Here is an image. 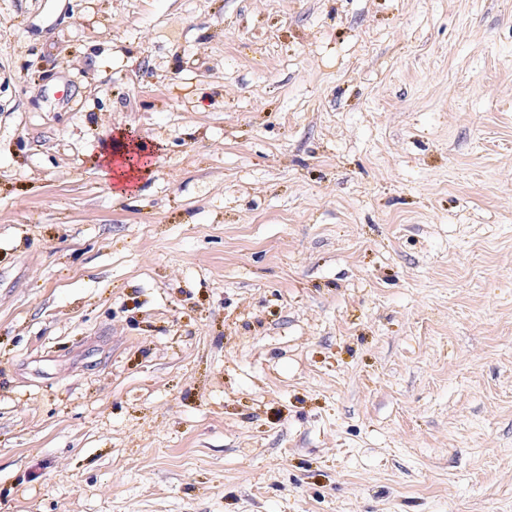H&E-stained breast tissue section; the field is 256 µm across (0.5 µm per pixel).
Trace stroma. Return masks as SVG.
Instances as JSON below:
<instances>
[{
    "label": "stroma",
    "mask_w": 512,
    "mask_h": 512,
    "mask_svg": "<svg viewBox=\"0 0 512 512\" xmlns=\"http://www.w3.org/2000/svg\"><path fill=\"white\" fill-rule=\"evenodd\" d=\"M0 512H512V0H0ZM121 141V147L112 152V149L103 157L104 165L106 166V172L110 177L114 178L118 184L124 185L130 183L133 177L137 176L136 172H141L140 168L135 166V156L138 158L146 153V146L142 143L136 142L133 144H127ZM117 161L116 165H113ZM112 171L114 175L112 176Z\"/></svg>",
    "instance_id": "35a3bbf8"
}]
</instances>
